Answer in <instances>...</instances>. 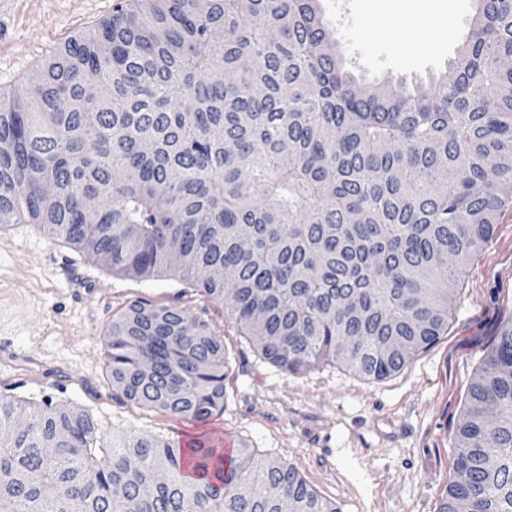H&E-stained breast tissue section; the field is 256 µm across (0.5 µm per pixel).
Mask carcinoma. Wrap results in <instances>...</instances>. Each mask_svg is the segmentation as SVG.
<instances>
[{
	"mask_svg": "<svg viewBox=\"0 0 512 512\" xmlns=\"http://www.w3.org/2000/svg\"><path fill=\"white\" fill-rule=\"evenodd\" d=\"M512 0H484L456 77L358 86L315 0H137L0 100V226L134 279L170 274L292 373L400 371L448 328L512 183ZM124 396L206 423L224 337L130 301L105 338ZM439 512H512V322L470 385ZM0 512H340L292 466L210 433H99L0 397Z\"/></svg>",
	"mask_w": 512,
	"mask_h": 512,
	"instance_id": "obj_1",
	"label": "carcinoma"
}]
</instances>
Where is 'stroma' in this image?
I'll use <instances>...</instances> for the list:
<instances>
[{
    "instance_id": "stroma-1",
    "label": "stroma",
    "mask_w": 512,
    "mask_h": 512,
    "mask_svg": "<svg viewBox=\"0 0 512 512\" xmlns=\"http://www.w3.org/2000/svg\"><path fill=\"white\" fill-rule=\"evenodd\" d=\"M119 0H15L0 17V90L9 91L70 37L112 16ZM466 0H346L349 42L336 49L364 87L403 91L451 77L468 31ZM451 26L452 38L432 36ZM491 240L458 284L448 329L400 372L367 380L328 363L294 374L265 360L220 306L183 295L171 275L136 280L85 260L28 224L0 234V337L20 356L0 393L87 409L102 433L134 429L170 441L221 432L294 466L340 512H438L468 388L512 320V184ZM179 303L224 336L233 365L223 414L195 423L150 411L112 388L104 337L130 300ZM63 368L42 380L39 359Z\"/></svg>"
}]
</instances>
